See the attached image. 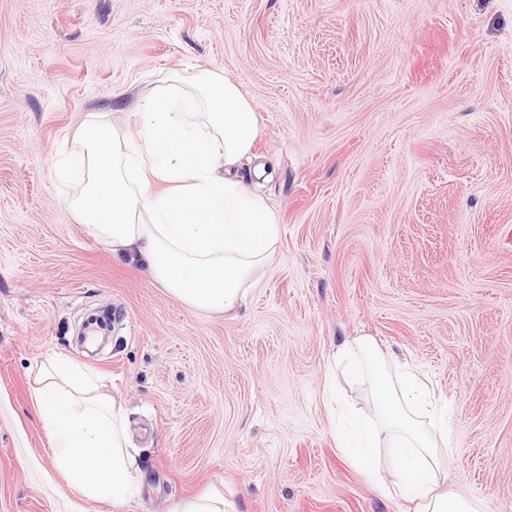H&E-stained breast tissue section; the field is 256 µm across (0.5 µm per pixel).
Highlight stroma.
Instances as JSON below:
<instances>
[{"label": "stroma", "mask_w": 512, "mask_h": 512, "mask_svg": "<svg viewBox=\"0 0 512 512\" xmlns=\"http://www.w3.org/2000/svg\"><path fill=\"white\" fill-rule=\"evenodd\" d=\"M257 115L238 176L279 217L235 309H193L87 236L54 176L90 117L136 137L200 71ZM267 173L257 176V165ZM125 318L90 358L101 304ZM369 339L448 408L447 489L512 512V0H0V512H417L344 455L335 404L378 421ZM121 403L141 494L86 497L33 388L47 358ZM112 316L113 320H117V310H112V308L93 309L86 313L80 329L83 339L92 342L97 336H100L103 330L112 328ZM174 512H237L219 492L206 493L176 506Z\"/></svg>", "instance_id": "35a3bbf8"}]
</instances>
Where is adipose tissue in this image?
Returning a JSON list of instances; mask_svg holds the SVG:
<instances>
[{
    "label": "adipose tissue",
    "instance_id": "obj_1",
    "mask_svg": "<svg viewBox=\"0 0 512 512\" xmlns=\"http://www.w3.org/2000/svg\"><path fill=\"white\" fill-rule=\"evenodd\" d=\"M136 119L133 140L109 125L87 123L75 156L62 167L80 183L72 208L88 236L147 266L187 306L230 310L274 254L279 235L276 212L233 175L260 136L252 104L237 84L203 71L187 85L156 88ZM157 180L167 190L152 192ZM339 354L352 371L366 361L377 366L380 423L354 435L340 432L348 458L375 480V451L389 449L390 488L419 501L420 512H483L479 501L438 490L448 480V417L419 374L378 359L366 340L345 343ZM35 397L59 450L58 465L73 484L96 500L138 495L125 411L100 395L79 365L49 361Z\"/></svg>",
    "mask_w": 512,
    "mask_h": 512
}]
</instances>
